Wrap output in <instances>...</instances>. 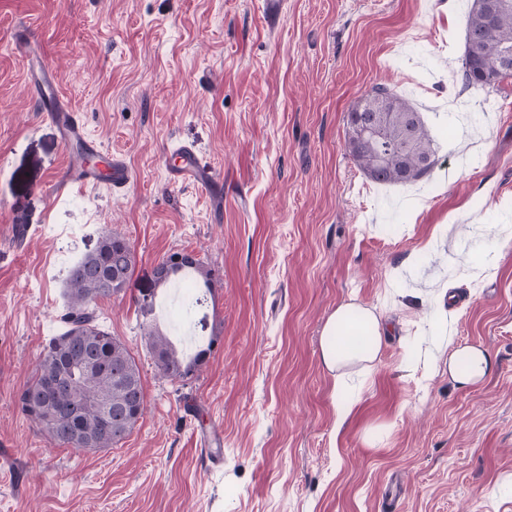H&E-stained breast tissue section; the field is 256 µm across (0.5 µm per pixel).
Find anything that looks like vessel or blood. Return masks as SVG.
<instances>
[{
  "instance_id": "vessel-or-blood-1",
  "label": "vessel or blood",
  "mask_w": 512,
  "mask_h": 512,
  "mask_svg": "<svg viewBox=\"0 0 512 512\" xmlns=\"http://www.w3.org/2000/svg\"><path fill=\"white\" fill-rule=\"evenodd\" d=\"M31 97L46 111L56 126L61 143L70 150L71 158L63 175V183L85 186L107 184L114 192L124 191L130 182V167L123 155L106 151L86 133L80 113L74 112L62 99L50 66L36 62L29 74ZM166 171L171 182H190L221 195L223 183L202 159L195 144L182 142L168 149Z\"/></svg>"
}]
</instances>
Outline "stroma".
<instances>
[{
  "instance_id": "35a3bbf8",
  "label": "stroma",
  "mask_w": 512,
  "mask_h": 512,
  "mask_svg": "<svg viewBox=\"0 0 512 512\" xmlns=\"http://www.w3.org/2000/svg\"><path fill=\"white\" fill-rule=\"evenodd\" d=\"M468 0H0V512H512V84L464 88ZM54 69L89 134L131 168L124 192L61 185L68 151L28 87ZM383 84L440 146L432 175L370 180L349 154L347 113ZM197 144L224 202L172 183L164 154ZM27 225L16 235V225ZM135 247L102 328L135 356L146 411L114 448L52 444L17 395L66 312L67 271L102 231ZM190 253L221 286L203 314L153 282ZM486 277L455 303L437 281L461 256ZM373 309L390 338L342 397L321 365L340 303ZM187 350L185 379L157 371L141 325ZM489 351L467 390L449 344ZM355 402L345 429L338 401ZM224 431L213 467L197 434Z\"/></svg>"
}]
</instances>
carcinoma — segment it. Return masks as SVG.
<instances>
[{
    "mask_svg": "<svg viewBox=\"0 0 512 512\" xmlns=\"http://www.w3.org/2000/svg\"><path fill=\"white\" fill-rule=\"evenodd\" d=\"M462 82L477 90L497 89L512 80V0H473L465 22ZM396 112L395 122L379 139L362 138L355 116ZM346 149L372 180L407 185L429 176L438 163V144L421 113L383 84L374 85L347 114ZM134 246L124 236L105 231L94 250L68 271L66 329L51 339L35 376L17 395L20 411L54 444L105 450L121 443L146 410L139 365L127 345L97 323V302L120 295L134 272ZM185 267L203 279L205 292L214 286L211 271L200 260L176 266L154 284L162 286ZM143 336L159 373L184 379L198 370L214 340L193 356L177 353L166 337L151 327ZM112 396L111 409L83 402Z\"/></svg>",
    "mask_w": 512,
    "mask_h": 512,
    "instance_id": "1",
    "label": "carcinoma"
}]
</instances>
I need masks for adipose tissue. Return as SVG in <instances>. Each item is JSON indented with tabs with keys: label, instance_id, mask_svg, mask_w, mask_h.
Wrapping results in <instances>:
<instances>
[{
	"label": "adipose tissue",
	"instance_id": "adipose-tissue-1",
	"mask_svg": "<svg viewBox=\"0 0 512 512\" xmlns=\"http://www.w3.org/2000/svg\"><path fill=\"white\" fill-rule=\"evenodd\" d=\"M385 328L374 310L339 304L329 316L322 333L320 361L335 379H342L346 367L378 362ZM492 368L489 353L478 347H455L448 353V372L457 388L479 384Z\"/></svg>",
	"mask_w": 512,
	"mask_h": 512
}]
</instances>
